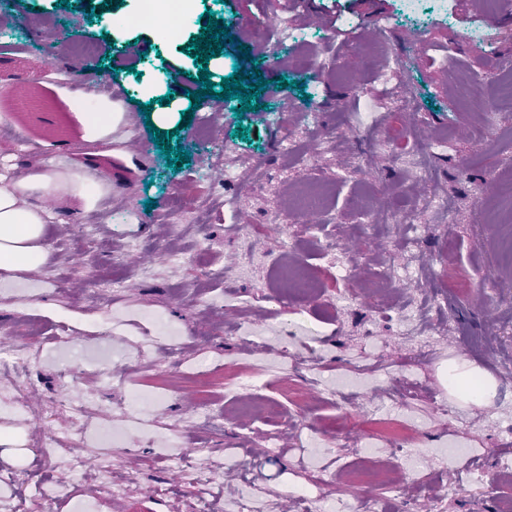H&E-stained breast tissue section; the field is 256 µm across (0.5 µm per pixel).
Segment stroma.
<instances>
[{"label": "stroma", "instance_id": "1", "mask_svg": "<svg viewBox=\"0 0 512 512\" xmlns=\"http://www.w3.org/2000/svg\"><path fill=\"white\" fill-rule=\"evenodd\" d=\"M56 2L0 0V45L21 32L41 66L32 78L41 97L73 131L64 142L40 117L2 120L32 79L0 48V162L14 177L64 172L83 196L49 224L43 266L0 272V477L15 480L0 512H230L245 493L257 512H301V489L381 512H498L512 495L500 479L512 459V198L497 190L512 180L506 0H464L452 15L425 0L415 18L400 0H192L176 43L148 26L113 30V13H133L137 0L114 12L87 0L100 9L94 20ZM208 10L249 46L269 85L262 109L238 117L231 102L208 98L186 127L199 69L183 47ZM271 12L290 20L285 41L265 24ZM475 24L488 28V48L464 42ZM50 40L68 58L44 59ZM103 62L120 73L99 93ZM284 75L304 91L276 88ZM92 91L102 109L113 91L130 100L112 135L87 118L81 99ZM166 94L170 105L157 104ZM149 101L151 115L141 114ZM148 120L178 130L190 153L180 171L160 156ZM241 125L248 140L233 135ZM419 159L424 181L413 174ZM306 189L320 193L318 211L299 209ZM288 251L319 293L276 288ZM406 258L414 274L382 287ZM106 272L120 282L110 298L96 286ZM18 351L21 373L8 363ZM79 359L86 370L71 376ZM452 366L478 370L488 393L460 398ZM189 371L214 376L210 417L199 415ZM248 376L261 387L240 389ZM285 383L304 399L286 398ZM139 392L153 403L135 401ZM64 400L81 407L92 440L79 475L41 449L51 433L71 443ZM389 406L416 427L414 464L385 439ZM104 428L121 431L123 446L94 445ZM237 451L247 471L226 462ZM365 463L396 481L355 484ZM200 471L220 475L203 493L191 481Z\"/></svg>", "mask_w": 512, "mask_h": 512}]
</instances>
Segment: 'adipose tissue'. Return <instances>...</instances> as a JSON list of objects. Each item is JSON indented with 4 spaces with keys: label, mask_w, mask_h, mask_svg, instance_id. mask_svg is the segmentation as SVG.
I'll return each instance as SVG.
<instances>
[{
    "label": "adipose tissue",
    "mask_w": 512,
    "mask_h": 512,
    "mask_svg": "<svg viewBox=\"0 0 512 512\" xmlns=\"http://www.w3.org/2000/svg\"><path fill=\"white\" fill-rule=\"evenodd\" d=\"M51 194L57 205L69 203L71 194L59 173L35 172L26 177L0 176V268H39L46 259V226L54 220L52 210L43 207V194Z\"/></svg>",
    "instance_id": "ef3b65f1"
}]
</instances>
